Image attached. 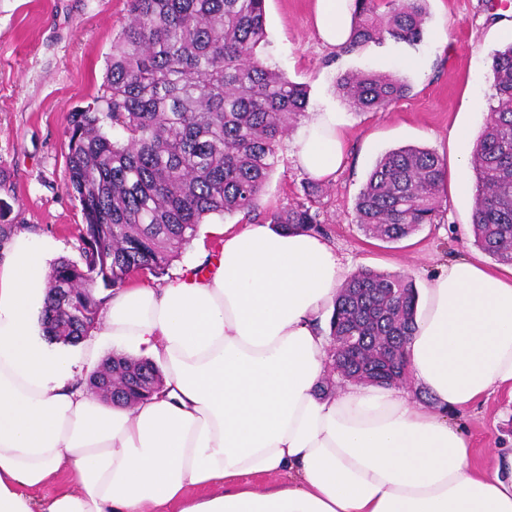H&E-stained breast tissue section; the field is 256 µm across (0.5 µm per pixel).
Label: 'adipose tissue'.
I'll return each instance as SVG.
<instances>
[{
  "mask_svg": "<svg viewBox=\"0 0 512 512\" xmlns=\"http://www.w3.org/2000/svg\"><path fill=\"white\" fill-rule=\"evenodd\" d=\"M352 2L315 0L324 45L347 43ZM344 138L335 113H312L297 165L331 179ZM214 232L223 246L203 273L114 292L99 342L83 345L91 364L109 342L161 365L163 393L132 409L46 340L48 243L20 229L0 246V512H512V454L476 471L446 417L512 393V267L457 260L426 288L405 345L426 408L389 387L322 392V317L352 274L326 238Z\"/></svg>",
  "mask_w": 512,
  "mask_h": 512,
  "instance_id": "adipose-tissue-1",
  "label": "adipose tissue"
}]
</instances>
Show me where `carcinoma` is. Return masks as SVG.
Here are the masks:
<instances>
[{
    "label": "carcinoma",
    "instance_id": "1",
    "mask_svg": "<svg viewBox=\"0 0 512 512\" xmlns=\"http://www.w3.org/2000/svg\"><path fill=\"white\" fill-rule=\"evenodd\" d=\"M266 0H130V20L112 40L103 94L70 113L67 190L78 201L84 265L59 261L48 279L47 335L75 342L67 309L71 289L87 323L140 271L157 276L211 214L274 224L284 232L321 233L313 199L264 215L262 189L281 140L307 112L306 87L262 58ZM426 0H355L349 47L388 39L420 42ZM495 104L474 145V245L512 266V43L492 56ZM337 90L360 112L385 110L409 91L399 78L347 73ZM122 131L112 138L105 123ZM445 167L433 151L407 146L383 154L357 194L354 223L366 235L397 242L439 217ZM418 292L400 274L359 269L336 296L333 336H365L364 351L390 346L387 365L404 360ZM122 401H142L145 380L161 375L147 360L109 357Z\"/></svg>",
    "mask_w": 512,
    "mask_h": 512
}]
</instances>
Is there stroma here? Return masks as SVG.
Here are the masks:
<instances>
[{
    "label": "stroma",
    "instance_id": "1",
    "mask_svg": "<svg viewBox=\"0 0 512 512\" xmlns=\"http://www.w3.org/2000/svg\"><path fill=\"white\" fill-rule=\"evenodd\" d=\"M313 0H266L265 55L291 81L306 84L310 111L339 113L348 133L346 160L323 183L315 204L323 235L353 268L400 273L418 290L449 261L479 257L473 244L472 169H459L464 149L454 128L476 137L493 94L491 56L512 42V4L500 0H427L420 43L391 40L352 50L330 49L313 23ZM129 20V0H0V220L50 238L54 259L81 262L78 202L65 188L68 116L100 95L112 38ZM351 72L392 73L410 86L390 108L359 112L338 93ZM407 145L434 151L446 168L447 203L439 223L386 243L353 222V200L377 159ZM307 176L292 155L290 139L278 147L260 208L280 211L305 198ZM465 180L468 192L456 190ZM243 226L242 214L211 215L179 249L165 276L174 278L219 253L216 224ZM472 447L471 463L491 467L493 454L512 451V394L498 391L463 411L450 412Z\"/></svg>",
    "mask_w": 512,
    "mask_h": 512
}]
</instances>
